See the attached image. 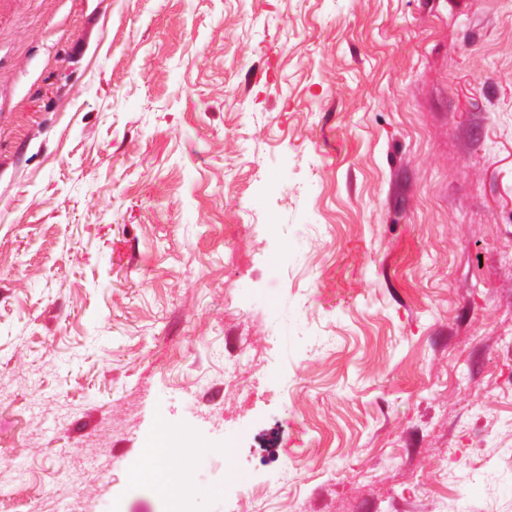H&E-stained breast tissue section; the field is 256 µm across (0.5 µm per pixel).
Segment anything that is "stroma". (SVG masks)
Masks as SVG:
<instances>
[{"instance_id":"35a3bbf8","label":"stroma","mask_w":512,"mask_h":512,"mask_svg":"<svg viewBox=\"0 0 512 512\" xmlns=\"http://www.w3.org/2000/svg\"><path fill=\"white\" fill-rule=\"evenodd\" d=\"M0 396V512H512V0H0Z\"/></svg>"}]
</instances>
